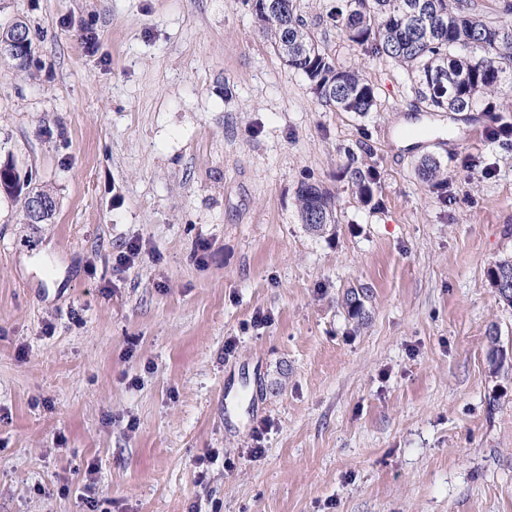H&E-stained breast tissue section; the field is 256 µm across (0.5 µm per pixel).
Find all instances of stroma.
<instances>
[{
  "label": "stroma",
  "instance_id": "1",
  "mask_svg": "<svg viewBox=\"0 0 512 512\" xmlns=\"http://www.w3.org/2000/svg\"><path fill=\"white\" fill-rule=\"evenodd\" d=\"M297 3L372 112L325 106L245 0H0L42 33L30 70L0 61V161L56 201L27 224L0 194V512H85L92 463L98 512H512V372L489 363L512 308L487 276L512 258V140L426 111L328 0ZM405 116L427 123L407 148ZM304 182L332 233L302 224ZM421 178L432 189H440L447 184V176L440 163L432 158L422 160L418 168ZM301 221L317 235L332 230L337 223L335 203L328 191L313 183H302L297 191Z\"/></svg>",
  "mask_w": 512,
  "mask_h": 512
}]
</instances>
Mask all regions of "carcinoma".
<instances>
[{
  "instance_id": "carcinoma-1",
  "label": "carcinoma",
  "mask_w": 512,
  "mask_h": 512,
  "mask_svg": "<svg viewBox=\"0 0 512 512\" xmlns=\"http://www.w3.org/2000/svg\"><path fill=\"white\" fill-rule=\"evenodd\" d=\"M252 12L274 51L289 68L302 73L328 106L365 114L375 105L373 85L353 68L336 64L306 20L297 0H251ZM327 19L354 44L385 56L411 74L421 102L437 112L496 111L491 98L512 86V20L491 21L478 0H336ZM22 28L29 39L35 31L22 20L0 26V42ZM421 178L433 189L447 184L440 163L422 160ZM360 196L372 198L375 174L354 173ZM0 190L11 197L32 194L51 199L30 187L12 160L0 163ZM301 221L323 235L337 223L328 191L303 183L297 191ZM499 298L512 306V261L501 260L488 270Z\"/></svg>"
}]
</instances>
